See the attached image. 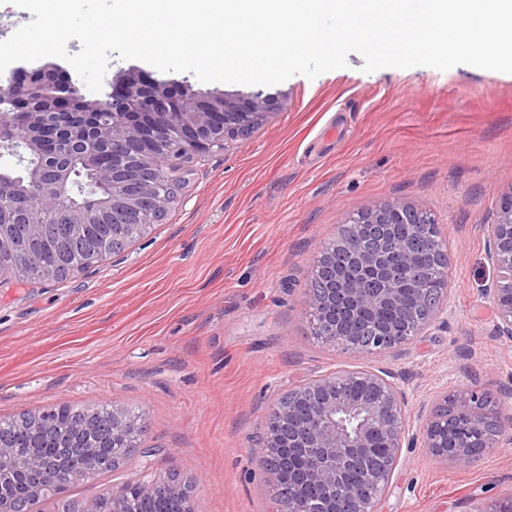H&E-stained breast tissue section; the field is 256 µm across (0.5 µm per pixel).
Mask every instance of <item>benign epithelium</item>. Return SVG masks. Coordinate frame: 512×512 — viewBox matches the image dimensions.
Returning <instances> with one entry per match:
<instances>
[{"label":"benign epithelium","instance_id":"7a95c632","mask_svg":"<svg viewBox=\"0 0 512 512\" xmlns=\"http://www.w3.org/2000/svg\"><path fill=\"white\" fill-rule=\"evenodd\" d=\"M69 76L49 66L30 76L16 72L0 81V103L24 117L21 140L9 129L0 130V151L28 165L22 186L0 174V251L18 248L28 254L42 243H56L53 267L47 279L77 269L75 247H81L84 263L92 264L112 245L122 241L123 228L148 217L166 213L173 203L169 194L152 189L155 168L121 164L127 156H141L151 143L167 145L166 177L187 161L210 154L219 146L244 140L253 125L280 110L285 98L242 92H202L185 84L162 87L147 82L136 69L112 78L105 98L73 93ZM112 106L119 119L109 126L86 129L77 140L67 128L54 133L61 162H48L42 132L52 129L51 117L59 112L94 111L102 103ZM112 142V166L99 164L101 147ZM80 152L93 179L74 188L72 168L65 163ZM101 186L112 187V207L93 210L86 196ZM53 205L63 212V224H30L27 236L15 241L18 218L36 203ZM107 224L111 231L98 239H78L74 227ZM392 224H408L396 231ZM487 259L498 271L484 298L494 314L496 338L512 345V191L504 198L495 223L487 225ZM316 258L312 276L328 279L325 288L308 289L305 314L313 334L328 346L358 353H397L421 335L445 312L444 296L424 284L419 288L418 314L402 304L400 282L419 259H435L444 238L441 225L426 212L397 201L377 202L340 226ZM358 383L363 392L353 396L347 387ZM408 394L389 371L337 370L310 379L292 391V397L277 400L267 410L263 431L257 438L265 465L263 478L273 488L288 482L279 512H378L382 497L399 464L402 449L411 446ZM62 408L48 409L33 419L52 426L67 421ZM112 442L127 443L135 423L121 408L110 410ZM468 421L470 431L454 435L459 419ZM421 442L437 462L476 466L477 448L512 447V388L496 392L472 390L459 397H440L421 430ZM18 472L24 494L15 496L0 489V512H25L27 496L39 492L50 467L38 448L29 449ZM322 488L310 498L309 484ZM137 492L159 495L172 504L171 512H197L193 486L187 481L152 475L144 467Z\"/></svg>","mask_w":512,"mask_h":512}]
</instances>
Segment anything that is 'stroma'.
Instances as JSON below:
<instances>
[{
	"mask_svg": "<svg viewBox=\"0 0 512 512\" xmlns=\"http://www.w3.org/2000/svg\"><path fill=\"white\" fill-rule=\"evenodd\" d=\"M295 75L251 136L196 158L162 223L64 281L0 282V417L64 405L143 415L133 458L89 500L150 467L196 482L201 512H276L256 446L268 406L336 369H388L419 417L441 393L512 386L481 290L497 272L486 227L512 188V74L458 65ZM399 200L443 224L446 323L405 353L322 344L302 301L324 241ZM512 496V447L479 466L403 449L380 512H476Z\"/></svg>",
	"mask_w": 512,
	"mask_h": 512,
	"instance_id": "obj_1",
	"label": "stroma"
}]
</instances>
